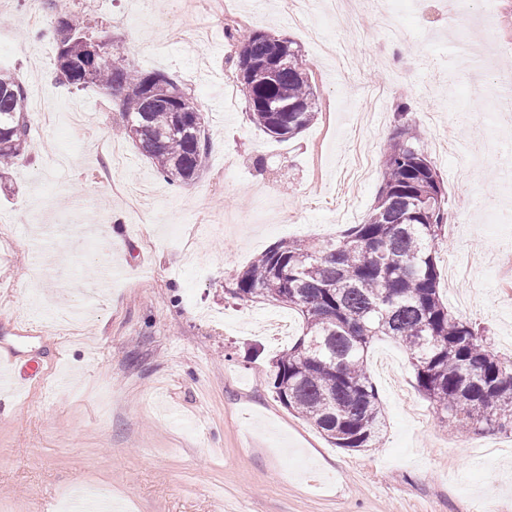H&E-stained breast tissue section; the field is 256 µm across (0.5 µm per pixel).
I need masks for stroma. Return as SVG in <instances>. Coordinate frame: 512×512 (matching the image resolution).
Wrapping results in <instances>:
<instances>
[{
    "mask_svg": "<svg viewBox=\"0 0 512 512\" xmlns=\"http://www.w3.org/2000/svg\"><path fill=\"white\" fill-rule=\"evenodd\" d=\"M246 27L289 39L319 94L316 120L276 141L249 119L241 89L224 106L239 48L219 0H69L107 31L136 68L177 78L206 117L203 174L172 185L118 135L116 103L68 89L30 55L53 43L0 10V70L30 103L58 116L30 126L24 159L0 177V345L42 362L24 394L0 395V512H59L73 489L102 492L123 512H512V434L485 435L438 419L417 390L406 350L376 339L367 369L383 407L377 447L332 446L273 387V360L299 335L294 311L242 302L228 279L288 239L327 240L362 223L380 185L378 162L404 123L420 128L448 197L437 254L449 309L512 359V124L494 110L512 77V0H386L384 17L352 35L310 0L302 19L278 0H239ZM384 91L386 111L371 95ZM107 136L128 157L132 211L101 176ZM232 169H225V159ZM111 272L98 289L97 276Z\"/></svg>",
    "mask_w": 512,
    "mask_h": 512,
    "instance_id": "stroma-1",
    "label": "stroma"
}]
</instances>
